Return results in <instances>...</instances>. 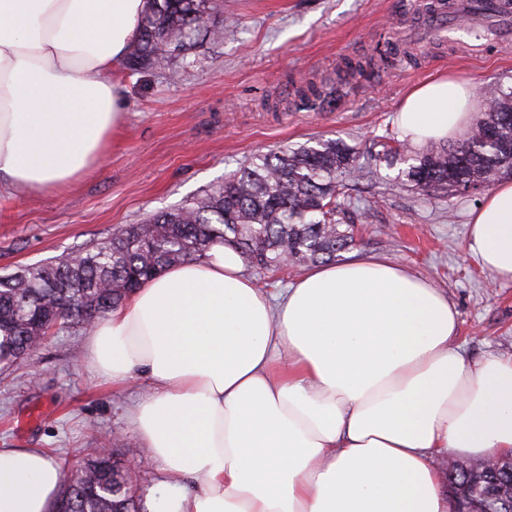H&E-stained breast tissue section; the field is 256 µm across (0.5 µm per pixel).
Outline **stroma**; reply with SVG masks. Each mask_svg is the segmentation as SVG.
<instances>
[{
	"label": "stroma",
	"mask_w": 512,
	"mask_h": 512,
	"mask_svg": "<svg viewBox=\"0 0 512 512\" xmlns=\"http://www.w3.org/2000/svg\"><path fill=\"white\" fill-rule=\"evenodd\" d=\"M420 0H224L220 41H200L178 76L119 69L124 124L106 162L59 192L0 187V275L103 242L208 186L245 159L316 138H342L368 175L359 180L358 255L405 264L443 291L458 313L453 341L472 361L512 356V281L493 279L466 251L469 213L484 191L422 194L397 183L400 158L381 160L398 137L402 101L439 76L473 85L478 98L512 86V48L460 33L424 41L400 28ZM397 41L400 62H375L381 37ZM361 61L347 74L345 60ZM312 82L325 96L298 97ZM87 331L49 337L25 363L0 369V448H44L76 467L83 449L113 446L140 477L138 493L158 512L157 464L128 425L145 381L126 387L95 376L84 358Z\"/></svg>",
	"instance_id": "1"
}]
</instances>
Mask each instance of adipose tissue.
<instances>
[{
    "label": "adipose tissue",
    "mask_w": 512,
    "mask_h": 512,
    "mask_svg": "<svg viewBox=\"0 0 512 512\" xmlns=\"http://www.w3.org/2000/svg\"><path fill=\"white\" fill-rule=\"evenodd\" d=\"M147 0H0V184L61 188L124 119V60ZM469 85L414 90L403 138L466 130ZM467 249L512 280V180L472 213ZM457 312L403 264L349 256L273 294L217 244L131 294L87 336L116 386L146 380L129 426L159 464L164 512H449L438 458L512 452V358L468 360ZM59 465L0 448V512H54Z\"/></svg>",
    "instance_id": "obj_1"
}]
</instances>
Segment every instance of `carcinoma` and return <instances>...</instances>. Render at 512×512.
I'll return each mask as SVG.
<instances>
[{
  "label": "carcinoma",
  "mask_w": 512,
  "mask_h": 512,
  "mask_svg": "<svg viewBox=\"0 0 512 512\" xmlns=\"http://www.w3.org/2000/svg\"><path fill=\"white\" fill-rule=\"evenodd\" d=\"M222 10L223 0H150L126 69L186 61L198 34L220 35L222 26L213 21ZM401 149L406 167L398 180L413 190L466 193L512 175V87L486 101L463 140ZM363 176L356 152L340 138L255 154L224 181L104 242L1 277L0 363L9 367L32 356L54 328H91L165 268L198 261L217 243L272 272L338 260L356 245L346 213ZM66 300L77 302L74 312L62 313ZM89 455L84 473L64 474L66 512H141L142 500L132 494L135 476L98 448Z\"/></svg>",
  "instance_id": "1"
}]
</instances>
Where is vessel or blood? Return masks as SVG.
<instances>
[{
	"label": "vessel or blood",
	"mask_w": 512,
	"mask_h": 512,
	"mask_svg": "<svg viewBox=\"0 0 512 512\" xmlns=\"http://www.w3.org/2000/svg\"><path fill=\"white\" fill-rule=\"evenodd\" d=\"M462 15L497 21L500 42H512V0H457L453 6L448 5L447 0H437L425 29L429 32H453L458 29V18Z\"/></svg>",
	"instance_id": "1"
}]
</instances>
